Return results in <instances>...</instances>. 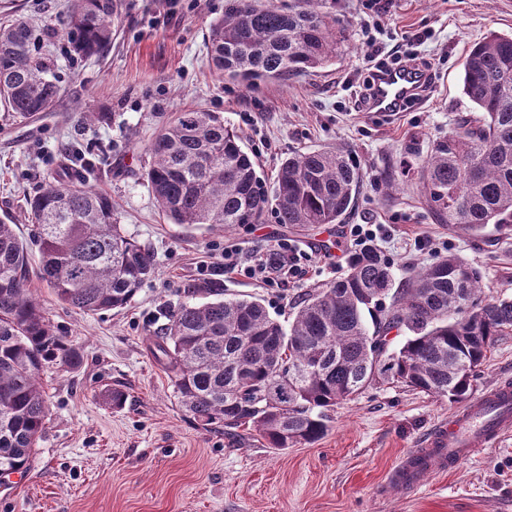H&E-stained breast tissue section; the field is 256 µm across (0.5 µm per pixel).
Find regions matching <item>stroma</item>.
Masks as SVG:
<instances>
[{
  "mask_svg": "<svg viewBox=\"0 0 512 512\" xmlns=\"http://www.w3.org/2000/svg\"><path fill=\"white\" fill-rule=\"evenodd\" d=\"M225 0H122L111 44L98 55H70L65 42L43 49L62 86L50 111L20 117L0 105V218L36 241L26 197L66 161L91 162L89 187L107 194L126 233L149 247L154 276L121 309L86 314L59 303L39 278L31 286L58 335L83 354L71 371L44 368L47 428L28 470L0 480V512H512V434L480 449L422 487L398 491L390 471L455 410L447 398L384 383L331 411L326 435L279 451L258 433L230 439L203 428L182 408L170 373L152 353L150 331L166 323L188 288L209 283L228 298L262 299L286 319L310 291L348 266L346 224H378L375 246L398 276L454 255L482 274L486 299L512 298V230L479 236L439 223L429 210L419 166L433 142L471 105L461 92L470 46L491 32L512 33V0H328L344 43L324 67L250 87L209 66L210 23ZM63 0H0V21L21 17L60 27ZM418 52L434 73L423 101L380 114L356 108L372 50ZM220 113L238 132L266 181L294 152L342 146L366 171L345 224L289 229L267 212L262 223L211 229L169 223L143 177L147 148L176 112ZM396 173L385 183L384 170ZM288 238L309 253L307 274L287 289L225 274V244L242 257ZM425 250H415V239ZM512 379V332L498 337L475 393ZM122 389L114 408L106 390Z\"/></svg>",
  "mask_w": 512,
  "mask_h": 512,
  "instance_id": "35a3bbf8",
  "label": "stroma"
}]
</instances>
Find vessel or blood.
<instances>
[{
  "label": "vessel or blood",
  "mask_w": 512,
  "mask_h": 512,
  "mask_svg": "<svg viewBox=\"0 0 512 512\" xmlns=\"http://www.w3.org/2000/svg\"><path fill=\"white\" fill-rule=\"evenodd\" d=\"M421 83L412 69L393 67L376 73L368 100L373 112H395L408 101L424 99ZM512 433V383L504 381L484 390L447 422L422 438L390 472V484L416 489L437 468L458 463L477 449L492 445Z\"/></svg>",
  "instance_id": "1"
}]
</instances>
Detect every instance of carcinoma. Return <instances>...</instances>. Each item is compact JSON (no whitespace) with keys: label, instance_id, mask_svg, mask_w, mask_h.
<instances>
[{"label":"carcinoma","instance_id":"1","mask_svg":"<svg viewBox=\"0 0 512 512\" xmlns=\"http://www.w3.org/2000/svg\"><path fill=\"white\" fill-rule=\"evenodd\" d=\"M121 8L122 0H65L59 31L1 23L0 102L22 117L50 111L61 88L44 42L61 38L74 55L93 56L111 41ZM341 44L325 0L288 11L277 0H227L207 54L216 73L249 86L321 68ZM461 67L462 93L478 115L434 143L420 180L440 223L478 235L512 225V35L488 34ZM148 151L158 210L188 226L260 224L271 204L280 224H340L365 176L348 149H308L280 163L270 194L240 136L214 112L176 113ZM28 206L40 278L59 302L85 313L121 308L154 274V253L124 233L111 198L86 186L82 172L66 169ZM29 267L26 242L0 220V472L25 471L45 432L43 367L82 363L33 297ZM188 293L202 301L172 311L154 342L183 408L205 428L255 431L275 450L321 439L328 411L381 380L467 398L497 337L512 330V299H485L480 271L452 255L398 279L385 256L365 247L286 324L258 299H226L219 288ZM394 330L405 333L397 349Z\"/></svg>","mask_w":512,"mask_h":512}]
</instances>
